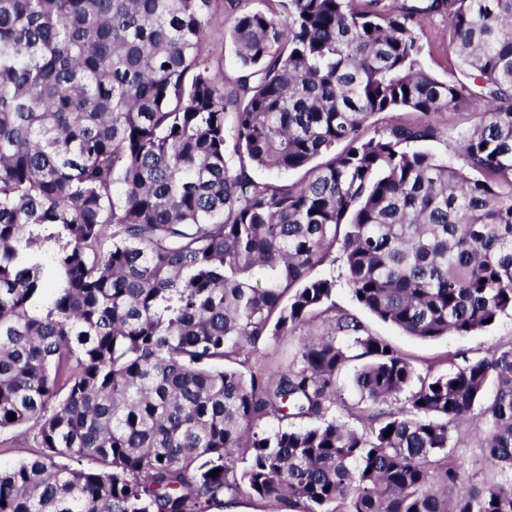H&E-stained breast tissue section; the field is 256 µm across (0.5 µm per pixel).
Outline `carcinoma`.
<instances>
[{
  "mask_svg": "<svg viewBox=\"0 0 512 512\" xmlns=\"http://www.w3.org/2000/svg\"><path fill=\"white\" fill-rule=\"evenodd\" d=\"M214 2L0 0V431L39 447L0 470V512H211L243 490L277 512H512L511 486L455 493L451 460L485 401L486 461L512 473V346L421 376L312 275L343 229L352 297L408 336L512 310V0H278L287 23L230 26L231 92L202 66ZM440 13L452 81L420 61ZM448 110L479 115L449 159L410 148L432 125L366 132ZM321 313L299 367H232ZM360 359L357 429L329 412Z\"/></svg>",
  "mask_w": 512,
  "mask_h": 512,
  "instance_id": "obj_1",
  "label": "carcinoma"
}]
</instances>
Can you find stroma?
<instances>
[{"instance_id":"35a3bbf8","label":"stroma","mask_w":512,"mask_h":512,"mask_svg":"<svg viewBox=\"0 0 512 512\" xmlns=\"http://www.w3.org/2000/svg\"><path fill=\"white\" fill-rule=\"evenodd\" d=\"M267 6V0H224L213 22L207 27L206 40L210 49L208 63L213 70L223 72L225 84H233L238 75L233 49L224 38L225 29L230 27L238 14L263 10ZM448 25L447 15L431 17L426 21L419 37L423 67L435 77L449 81L458 74V60L448 44ZM476 119V114L472 112L448 111L425 116V123L438 127L440 133L437 138L420 142V149L439 157H448L456 145L459 131L473 124ZM316 272L335 276L336 290L332 300L336 306L357 317L372 334L392 343L408 357L419 373L429 370L445 373L452 369L455 362L461 361L462 357L484 356L499 347L512 344L511 311L501 314L491 326L474 334L422 341L404 335L398 329L379 321L353 299L345 284L346 269L340 251H333L331 261L317 267ZM322 330L323 325L317 320L298 328L290 335L266 340L250 359L249 369L284 370L298 366L300 347ZM485 429V422L479 415L470 423L461 426L453 434L454 453L465 460L471 483L478 484L488 478L497 483L505 482L508 479L507 474L488 470L480 446Z\"/></svg>"}]
</instances>
